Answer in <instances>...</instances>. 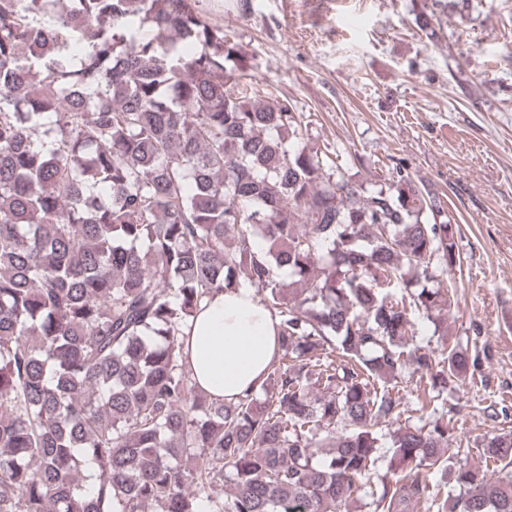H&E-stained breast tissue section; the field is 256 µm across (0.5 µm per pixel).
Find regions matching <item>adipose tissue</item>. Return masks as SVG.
<instances>
[{"label": "adipose tissue", "mask_w": 512, "mask_h": 512, "mask_svg": "<svg viewBox=\"0 0 512 512\" xmlns=\"http://www.w3.org/2000/svg\"><path fill=\"white\" fill-rule=\"evenodd\" d=\"M185 333L183 352L213 399L233 401L256 389L279 350L278 320L250 288L213 292Z\"/></svg>", "instance_id": "obj_1"}]
</instances>
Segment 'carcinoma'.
Returning a JSON list of instances; mask_svg holds the SVG:
<instances>
[{
    "mask_svg": "<svg viewBox=\"0 0 512 512\" xmlns=\"http://www.w3.org/2000/svg\"><path fill=\"white\" fill-rule=\"evenodd\" d=\"M248 72L192 0H0V512H353L400 381L423 412L474 380L439 198L357 188ZM241 287L279 353L208 399L184 329ZM390 444L372 512H512L511 434L493 476L439 417Z\"/></svg>",
    "mask_w": 512,
    "mask_h": 512,
    "instance_id": "obj_1",
    "label": "carcinoma"
}]
</instances>
